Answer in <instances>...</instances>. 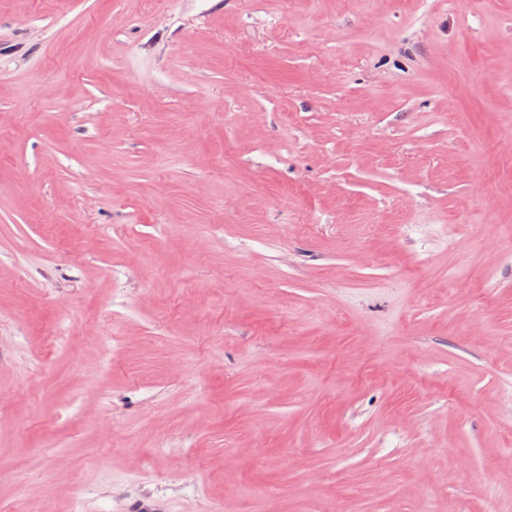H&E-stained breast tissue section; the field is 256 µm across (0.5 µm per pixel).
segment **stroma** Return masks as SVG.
<instances>
[{"label": "stroma", "instance_id": "1", "mask_svg": "<svg viewBox=\"0 0 512 512\" xmlns=\"http://www.w3.org/2000/svg\"><path fill=\"white\" fill-rule=\"evenodd\" d=\"M512 0H0V512H512Z\"/></svg>", "mask_w": 512, "mask_h": 512}]
</instances>
